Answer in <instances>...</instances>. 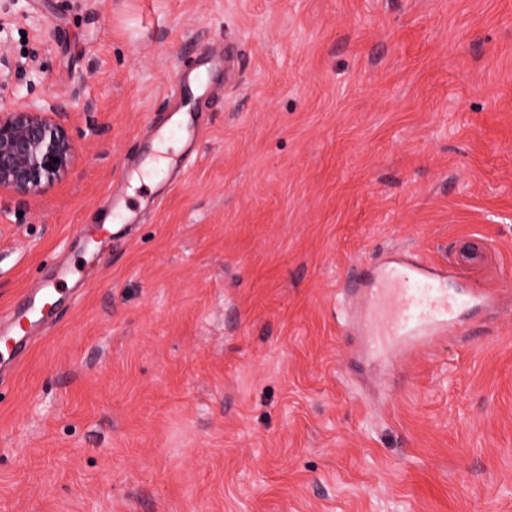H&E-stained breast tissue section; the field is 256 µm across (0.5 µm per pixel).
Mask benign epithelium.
I'll return each instance as SVG.
<instances>
[{
	"mask_svg": "<svg viewBox=\"0 0 512 512\" xmlns=\"http://www.w3.org/2000/svg\"><path fill=\"white\" fill-rule=\"evenodd\" d=\"M69 96L53 100L30 99L0 108V191L37 195L64 176L74 159V144L61 122L70 110Z\"/></svg>",
	"mask_w": 512,
	"mask_h": 512,
	"instance_id": "7a95c632",
	"label": "benign epithelium"
}]
</instances>
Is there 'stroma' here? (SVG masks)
<instances>
[{
	"instance_id": "1",
	"label": "stroma",
	"mask_w": 512,
	"mask_h": 512,
	"mask_svg": "<svg viewBox=\"0 0 512 512\" xmlns=\"http://www.w3.org/2000/svg\"><path fill=\"white\" fill-rule=\"evenodd\" d=\"M0 45V105L82 89L69 173L0 191V318L75 270L0 386V512H512V0H0ZM465 238L497 301L366 356L344 281L408 251L465 296ZM487 255L488 249L485 245H482V249L480 251L468 256L451 254L448 258V263L456 268L460 274H465L471 270L481 268L487 260Z\"/></svg>"
}]
</instances>
